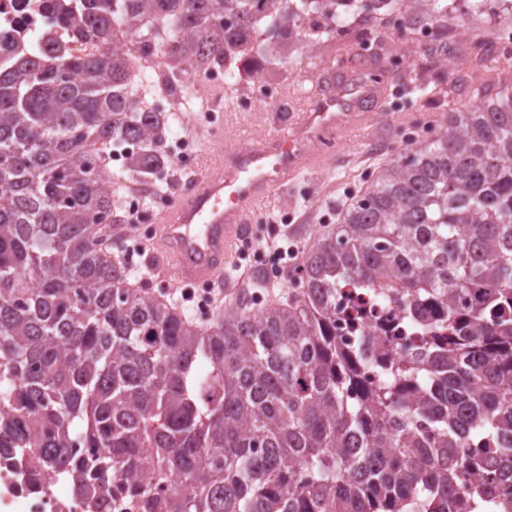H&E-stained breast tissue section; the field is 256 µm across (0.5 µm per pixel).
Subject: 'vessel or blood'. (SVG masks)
<instances>
[{
	"label": "vessel or blood",
	"instance_id": "vessel-or-blood-1",
	"mask_svg": "<svg viewBox=\"0 0 512 512\" xmlns=\"http://www.w3.org/2000/svg\"><path fill=\"white\" fill-rule=\"evenodd\" d=\"M384 95L364 80L335 92L313 89L307 110L287 129L227 150L161 212L153 247L163 274L179 288L217 281L251 214L309 170L321 144L350 125L358 108L379 106Z\"/></svg>",
	"mask_w": 512,
	"mask_h": 512
}]
</instances>
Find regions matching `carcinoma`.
I'll return each mask as SVG.
<instances>
[{
	"mask_svg": "<svg viewBox=\"0 0 512 512\" xmlns=\"http://www.w3.org/2000/svg\"><path fill=\"white\" fill-rule=\"evenodd\" d=\"M74 2L72 37L96 52L0 73V436L31 471L69 472L93 508L111 473L143 512H449L465 485L478 512L512 457V92L470 90L431 34L425 55L457 95L447 121L317 233L287 302L230 303L202 326L130 284L102 238L119 208L107 149L140 141L145 182L170 162L137 62L172 86L187 59L251 79L399 0ZM406 7L448 18V0ZM471 49L497 56L492 40ZM365 295L417 345L375 336L395 325Z\"/></svg>",
	"mask_w": 512,
	"mask_h": 512,
	"instance_id": "cac0c4a2",
	"label": "carcinoma"
}]
</instances>
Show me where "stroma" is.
Here are the masks:
<instances>
[{"instance_id": "35a3bbf8", "label": "stroma", "mask_w": 512, "mask_h": 512, "mask_svg": "<svg viewBox=\"0 0 512 512\" xmlns=\"http://www.w3.org/2000/svg\"><path fill=\"white\" fill-rule=\"evenodd\" d=\"M416 33V25L403 12L393 13L382 21L373 35L366 34L362 18L344 17L337 22L335 33L325 38L313 52H297L293 70L277 73L274 101L258 104L249 112L239 111L238 99L250 94L254 83L233 78L220 86L195 85L188 108L168 118L166 136L183 138L195 147L188 161L171 162L170 172L163 175L161 185L167 201L171 202L180 185L179 179L172 177V170H180L187 176L198 175L226 146L248 137L262 139L282 124L284 115L304 111L310 102V90L328 71L350 70L349 57L342 53V46L356 49L360 44L375 40L384 45L383 50L369 55L373 70L387 76L380 113L370 114L355 127L341 132V144L332 159L300 175L249 220L251 236L265 241L257 255L281 266L280 279H269L258 271L248 284L240 287V294L252 297L254 306L288 298L296 267L282 263L276 251L281 226H288L294 239L311 244L315 232L336 225L352 200L375 179L379 169L404 152L409 129H435L448 112L453 95L448 86L437 82L435 71L416 40ZM400 74L423 81V92L404 90L396 81ZM209 99L220 104L221 122L215 127L202 123L194 111L195 106ZM112 254L128 267L131 282L149 295L166 299L187 318L198 319L197 299L182 297L179 290L167 285L155 273V262L148 259L146 253L126 256L124 246L117 242Z\"/></svg>"}]
</instances>
